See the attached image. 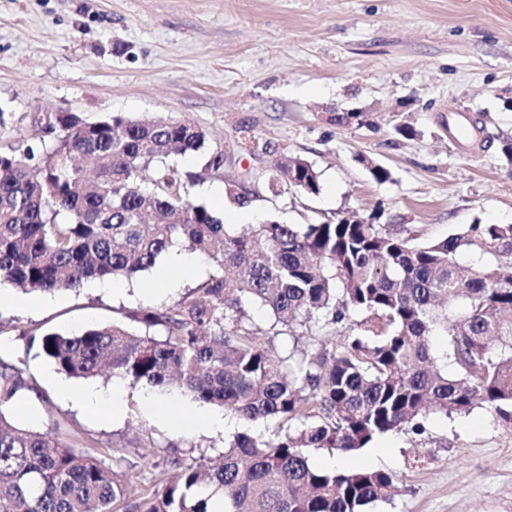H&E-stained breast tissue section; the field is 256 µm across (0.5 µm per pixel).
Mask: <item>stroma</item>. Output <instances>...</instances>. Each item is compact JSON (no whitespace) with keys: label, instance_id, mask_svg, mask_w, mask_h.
I'll use <instances>...</instances> for the list:
<instances>
[{"label":"stroma","instance_id":"1","mask_svg":"<svg viewBox=\"0 0 512 512\" xmlns=\"http://www.w3.org/2000/svg\"><path fill=\"white\" fill-rule=\"evenodd\" d=\"M364 113L339 127L332 112ZM95 121L144 115L192 124L203 149L178 157L187 171L249 129L262 151L225 154L223 167L187 185L212 205L233 182L251 194L256 221L321 222L359 213L375 224L418 227L439 240L473 221L512 224V166L469 135H512V0H0V149L35 136L49 116ZM417 135L394 136L399 121ZM298 156L320 174L319 194L268 187L278 161ZM387 167L380 184L367 163ZM153 272L116 278L117 293L87 283L54 292L37 311L0 309V357L23 350V329L73 333L127 321ZM37 390L6 411L12 423L101 452L106 468L150 486L149 461L196 447L219 461L235 433L158 423L127 385L115 420L85 411L82 379L29 356ZM418 434L389 433L353 454L311 460L394 474L392 500L365 512H512V428L482 407L429 415Z\"/></svg>","mask_w":512,"mask_h":512}]
</instances>
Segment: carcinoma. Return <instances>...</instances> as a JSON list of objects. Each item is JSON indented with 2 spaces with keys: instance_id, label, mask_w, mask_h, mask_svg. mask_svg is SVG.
I'll return each mask as SVG.
<instances>
[{
  "instance_id": "obj_1",
  "label": "carcinoma",
  "mask_w": 512,
  "mask_h": 512,
  "mask_svg": "<svg viewBox=\"0 0 512 512\" xmlns=\"http://www.w3.org/2000/svg\"><path fill=\"white\" fill-rule=\"evenodd\" d=\"M340 127L367 124L334 112ZM53 143L0 150V281L26 292L79 289L94 278H131L172 248L205 257L215 273L171 305L134 317L140 327L23 337L24 353L0 358V512H361L393 498L397 478L371 469L324 470L313 448L358 451L374 438L416 432L426 414L481 405L512 426V224H466L439 241L356 215L310 224H256L235 233L186 182L198 173L170 162L204 147L202 130L157 117L89 122L61 112ZM292 187L320 192L306 159L283 169ZM148 183L143 189L139 183ZM477 246L497 262L463 268ZM262 306L271 324L249 315ZM351 322L332 347L297 357L265 336ZM159 327L164 335L150 330ZM448 337L458 374L437 365L432 339ZM54 351H49V348ZM73 378L120 375L173 385L251 423L274 420L277 439L237 437L216 466L190 447L154 465L141 488L80 448L10 422L31 349Z\"/></svg>"
}]
</instances>
